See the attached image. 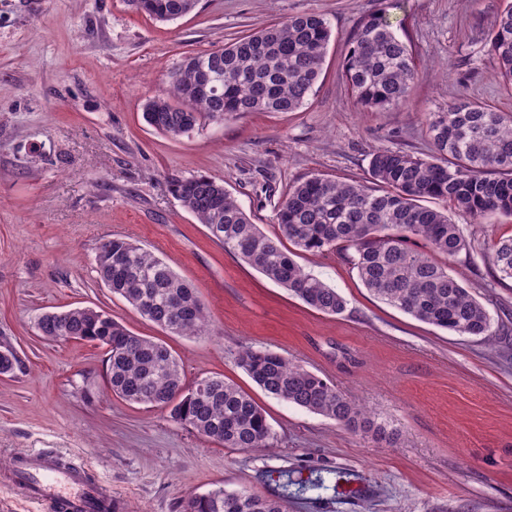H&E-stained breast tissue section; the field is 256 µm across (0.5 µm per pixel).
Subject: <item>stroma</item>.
<instances>
[{
    "label": "stroma",
    "mask_w": 512,
    "mask_h": 512,
    "mask_svg": "<svg viewBox=\"0 0 512 512\" xmlns=\"http://www.w3.org/2000/svg\"><path fill=\"white\" fill-rule=\"evenodd\" d=\"M511 0H198L162 23L127 0H0V341L25 362L0 375V471L21 449L82 459L128 512H180L217 488L269 495L271 476L332 470L342 493L290 499L288 512H512V280L493 245L512 218L464 223L469 252L448 262L489 312L491 340L420 322L373 297L341 253H298L336 288L345 310L326 315L208 236L170 190L208 175L267 235L289 187L310 174L369 181L375 151L433 152L429 113L460 97L512 112L490 50V23ZM316 11L332 35L322 74L295 112H241L169 138L143 119L183 57ZM382 11L409 35L418 77L409 100L365 110L344 77L347 38ZM123 236L153 251L197 291L206 336H176L142 318L101 282L97 248ZM93 307L164 341L186 382L220 375L265 410L275 446L227 448L132 404L105 385L104 348L46 342L47 310ZM245 347L271 349L328 378L400 433L388 448L275 399L237 366Z\"/></svg>",
    "instance_id": "1"
}]
</instances>
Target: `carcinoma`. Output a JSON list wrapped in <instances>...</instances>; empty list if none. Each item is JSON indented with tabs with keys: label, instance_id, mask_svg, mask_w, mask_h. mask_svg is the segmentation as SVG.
<instances>
[{
	"label": "carcinoma",
	"instance_id": "obj_1",
	"mask_svg": "<svg viewBox=\"0 0 512 512\" xmlns=\"http://www.w3.org/2000/svg\"><path fill=\"white\" fill-rule=\"evenodd\" d=\"M160 22L192 12L197 0H128ZM331 38L319 12L287 16L215 49L184 57L169 76L168 91L145 104L144 116L172 139L237 112H295L318 81ZM346 81L358 104L385 110L404 104L416 79L411 43L393 30L386 14L362 17L349 34ZM491 51L503 80L512 86V4L492 23ZM224 72V94L201 89L199 63ZM435 155L401 149L371 155L372 185L311 174L290 186L274 213L279 233L270 237L252 223L224 181L196 175L174 178L171 192L224 250L237 255L309 307L337 315L345 298L307 273L294 252H345L365 288L377 299L418 321L459 336L495 335L486 308L439 261L472 249L462 225L448 211L487 224L512 216V113L460 98L428 119ZM426 199L448 202L438 210ZM287 239L294 247L283 245ZM413 238L429 252L408 247ZM493 264L512 279V237L498 242ZM97 269L103 284L141 317L179 336H200L209 317L196 290L163 259L123 237L102 241ZM37 335L52 342L70 336L107 349L106 382L125 401L169 409L170 418L226 448L274 447L275 433L253 397L222 376H206L207 392L185 385L180 360L165 343L140 336L112 315L91 307L41 314ZM0 358V374L23 369L21 358ZM237 365L267 394L320 414L377 444L398 447V431L379 421L328 379L269 349H241ZM290 479L272 497L219 489L187 499L183 512H288Z\"/></svg>",
	"mask_w": 512,
	"mask_h": 512
}]
</instances>
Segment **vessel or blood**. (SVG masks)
<instances>
[{"mask_svg": "<svg viewBox=\"0 0 512 512\" xmlns=\"http://www.w3.org/2000/svg\"><path fill=\"white\" fill-rule=\"evenodd\" d=\"M0 485L53 512H112L118 502L89 463L68 462L47 449L14 455L10 468L0 472Z\"/></svg>", "mask_w": 512, "mask_h": 512, "instance_id": "obj_1", "label": "vessel or blood"}]
</instances>
